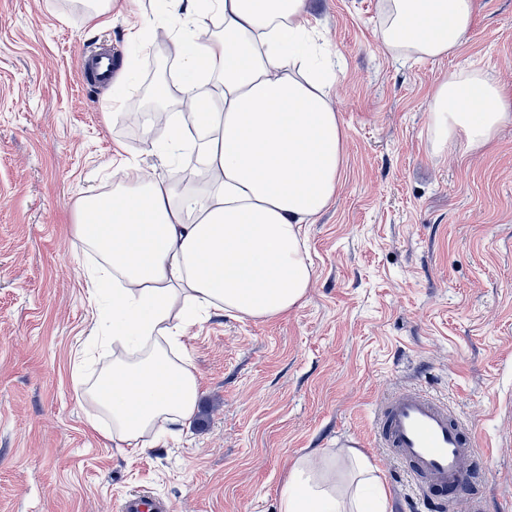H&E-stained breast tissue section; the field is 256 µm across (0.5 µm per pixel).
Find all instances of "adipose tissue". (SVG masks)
Returning a JSON list of instances; mask_svg holds the SVG:
<instances>
[{
  "instance_id": "ef3b65f1",
  "label": "adipose tissue",
  "mask_w": 512,
  "mask_h": 512,
  "mask_svg": "<svg viewBox=\"0 0 512 512\" xmlns=\"http://www.w3.org/2000/svg\"><path fill=\"white\" fill-rule=\"evenodd\" d=\"M171 38L178 89L162 85L166 155L191 153L203 186H185L176 165L157 176L124 160L108 194L85 196L77 233L95 265L94 292L112 297L113 344L104 387L83 396L112 421L116 440L147 450L195 415L201 383L181 359L187 330L219 313L264 320L306 298L314 281L305 227L338 194L346 133L333 107L339 70L325 66L308 0H185ZM475 0H382L379 39L397 59L438 60L459 51ZM512 120V97L482 70L445 74L431 94L436 150L478 151ZM372 499L342 489L310 459L293 468L280 512H387L386 489L368 458L349 452Z\"/></svg>"
}]
</instances>
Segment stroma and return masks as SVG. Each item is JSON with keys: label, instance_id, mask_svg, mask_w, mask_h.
Instances as JSON below:
<instances>
[{"label": "stroma", "instance_id": "35a3bbf8", "mask_svg": "<svg viewBox=\"0 0 512 512\" xmlns=\"http://www.w3.org/2000/svg\"><path fill=\"white\" fill-rule=\"evenodd\" d=\"M84 0H0V512H117L148 491L170 512H279L293 463L325 451L341 479L358 443L387 512H421L403 465L375 447L379 400L415 386L475 431L486 512H512V121L483 150L435 152L430 93L481 69L512 96V0H476L461 50L395 62L377 39L380 0H309L339 53L334 106L346 132L343 187L308 227L315 279L270 320L214 315L184 342L201 380L176 436L135 452L80 397L112 361L89 333L112 332L92 298L74 232L78 200L111 191L125 157L156 165L143 114L113 85H149L135 32L179 18L171 0H111L99 26ZM111 44L113 85L81 83L84 51ZM98 417V428L89 420Z\"/></svg>", "mask_w": 512, "mask_h": 512}]
</instances>
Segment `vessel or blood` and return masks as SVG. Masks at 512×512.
<instances>
[{
  "mask_svg": "<svg viewBox=\"0 0 512 512\" xmlns=\"http://www.w3.org/2000/svg\"><path fill=\"white\" fill-rule=\"evenodd\" d=\"M83 82L90 87L110 84L113 53L101 45L81 58ZM373 439L401 462L422 500L440 512H454L466 499L470 512H484L485 501L474 485L466 462L479 456L470 427L447 402L416 388H405L381 400L374 411ZM119 512H167L163 502L146 492L125 496Z\"/></svg>",
  "mask_w": 512,
  "mask_h": 512,
  "instance_id": "vessel-or-blood-1",
  "label": "vessel or blood"
}]
</instances>
